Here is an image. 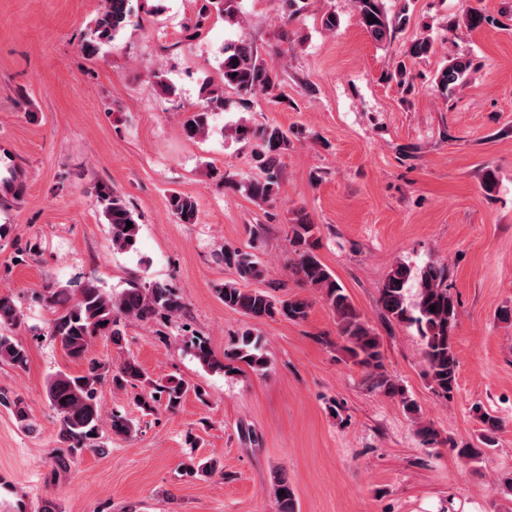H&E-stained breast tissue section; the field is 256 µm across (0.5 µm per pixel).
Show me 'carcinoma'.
I'll use <instances>...</instances> for the list:
<instances>
[{
    "label": "carcinoma",
    "mask_w": 512,
    "mask_h": 512,
    "mask_svg": "<svg viewBox=\"0 0 512 512\" xmlns=\"http://www.w3.org/2000/svg\"><path fill=\"white\" fill-rule=\"evenodd\" d=\"M354 6L360 25L374 42H392L400 22L388 18L382 0H354ZM212 8L218 14L233 19L237 13V2L204 0L193 23L194 30L203 28ZM370 15L377 22L368 21ZM132 22L130 0H103L94 29L81 44V51L90 57L99 55L103 46L112 43L116 35ZM489 23L503 25L500 20L467 7L462 10L460 17L450 23L449 29L452 32L459 29L472 31ZM470 68L471 62L468 60H448L435 74L436 87L445 94L453 92L464 84ZM221 70L222 86H204L205 105L183 122L184 133L190 139H204L209 135L214 112L224 108V89H233L241 96H253L270 93L275 87V79L263 66L257 51L247 42L224 47ZM235 136L256 138V155L265 166L263 176L251 178L243 184L246 193L262 203L273 201L279 190L275 168L279 167L281 150L288 144L287 131L269 124L253 131L241 126L235 128ZM96 195L101 214L109 227L112 247L120 251L132 249L139 235L140 224L125 198L111 186L103 184L97 186ZM168 210L178 224H194L198 220V204L189 195L171 192ZM128 221L132 222L130 229L126 228ZM316 232V225L303 218L288 225V242L294 254L290 263L291 272L319 291L336 318L337 335L343 341V348L357 364L373 372L376 387L399 399L404 409L413 415L418 436L428 443L434 442L435 431L419 416L417 404L396 380L383 372L379 336L317 255ZM216 260L234 267L238 274V279L226 281L217 289L218 298L225 308L255 322L278 318L300 322L307 318L309 301L276 294L281 284L271 283L266 289L246 287L250 281L266 280V267L255 253L224 248L216 253ZM412 287L415 294L410 299L408 290ZM44 300L53 313L51 336L60 341L71 359L84 365L79 373L60 372L47 382V398L56 412L60 422V438L66 445L53 456L54 472L58 473L70 468L71 458L75 455L103 447V418L98 391L104 382H110L115 390L131 391L134 404L143 410L153 409L161 403L167 409H175L181 404L188 391L182 379L171 376L164 380H153L134 359L125 358L109 366L89 359L87 355L94 338L105 337L120 348L126 322H168L180 317L186 305L171 288L140 279L129 281L127 287L118 293L107 292L97 283L88 281L75 298L66 288H51ZM379 303L387 320L417 326L423 340L425 376L430 388L444 399L450 397L456 388L458 374V360L453 347L458 308L448 289L445 267L431 262L415 272L408 264L397 263L379 289ZM432 305L436 307L433 312L430 311ZM22 320V312L14 297L0 293V363L16 369L26 368L29 361L27 347L16 336ZM192 348L198 362L209 370L221 371L235 363H243L258 372L268 369L269 361L258 339L248 330L224 351L222 361L199 337L192 343ZM0 407L8 409L22 428L32 430L28 405L22 397L0 390ZM479 420L480 445L450 444L459 459L474 466L482 461L487 449L495 446L497 432L501 429V421L487 413L479 415ZM109 429L115 435L129 436L133 432V425L128 418L114 414ZM184 470L191 475L210 476L215 472V463L192 460L184 465ZM273 495L277 512H297L294 490L281 472L273 475Z\"/></svg>",
    "instance_id": "1"
}]
</instances>
